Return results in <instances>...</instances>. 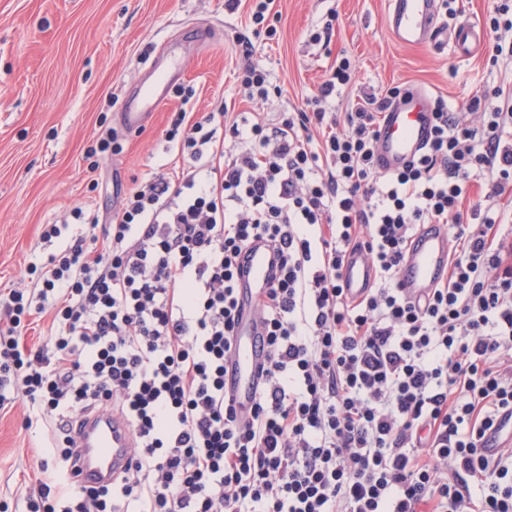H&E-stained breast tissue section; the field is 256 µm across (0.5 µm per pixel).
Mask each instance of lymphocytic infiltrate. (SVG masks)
Listing matches in <instances>:
<instances>
[{
  "instance_id": "f902f5d3",
  "label": "lymphocytic infiltrate",
  "mask_w": 512,
  "mask_h": 512,
  "mask_svg": "<svg viewBox=\"0 0 512 512\" xmlns=\"http://www.w3.org/2000/svg\"><path fill=\"white\" fill-rule=\"evenodd\" d=\"M351 81L332 66L305 109L267 118L227 103L197 114L184 92L165 140L173 176L125 198L102 242L51 255L34 287L0 291V413L18 397L73 432L117 411L137 443L112 484L69 486L64 512H512V448L483 452L512 416V223L492 201L512 185V84L467 111L432 108L425 150L375 164L389 99L326 103ZM485 204L469 201L473 183ZM425 224L454 230L445 280L418 300L398 286ZM274 251L258 302L268 349L248 419L224 393L246 248ZM379 279L341 286L347 250ZM51 315L37 349L31 316Z\"/></svg>"
}]
</instances>
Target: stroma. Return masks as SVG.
I'll use <instances>...</instances> for the list:
<instances>
[{
  "instance_id": "35a3bbf8",
  "label": "stroma",
  "mask_w": 512,
  "mask_h": 512,
  "mask_svg": "<svg viewBox=\"0 0 512 512\" xmlns=\"http://www.w3.org/2000/svg\"><path fill=\"white\" fill-rule=\"evenodd\" d=\"M388 0H275L272 31L256 34L249 4L224 0H0V289L28 288L29 268L72 244L81 225L75 208L100 217L120 210L129 191L170 172L163 132L179 106L178 91H196L195 109L211 111L231 97L244 68L262 67L271 85L263 104L237 101L240 112L304 108L337 56L352 79L331 102L350 111L360 91L385 96L418 86L453 112L476 88L512 83V62L491 64L495 36L460 57L451 47L405 46L391 36ZM211 29L206 43H182V75L166 105L136 131L118 114L141 83L152 49L193 25ZM116 130L119 153L95 149L100 131ZM61 227L46 241V225ZM26 399L0 415V512H28L41 483L67 492L66 465L52 451L54 424L32 421Z\"/></svg>"
}]
</instances>
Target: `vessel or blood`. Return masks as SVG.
<instances>
[{"label":"vessel or blood","mask_w":512,"mask_h":512,"mask_svg":"<svg viewBox=\"0 0 512 512\" xmlns=\"http://www.w3.org/2000/svg\"><path fill=\"white\" fill-rule=\"evenodd\" d=\"M389 30L403 45L449 42L456 54L467 56L482 43L483 31L470 20L452 30L439 19V0H391ZM168 82L165 69L154 68L146 81L133 91L121 114L128 129L142 127L165 101ZM429 98L421 90H407L383 112L378 127L376 162L381 171L402 167L415 156L430 135L432 115ZM450 237L446 227L430 224L415 234L405 253L399 282L405 294L414 298L433 287L448 264ZM273 252L265 242H253L238 275L239 293L244 298L242 316L234 331V356L227 366L225 388L239 415H248L258 397L257 385L267 366L261 350L263 328L256 309L257 300L268 287ZM375 281V270L365 251H349L342 266L341 284L352 299L365 296ZM78 448L74 481L83 487L112 482L133 462L135 442L127 421L117 414L95 413L82 419L76 433Z\"/></svg>","instance_id":"1"}]
</instances>
